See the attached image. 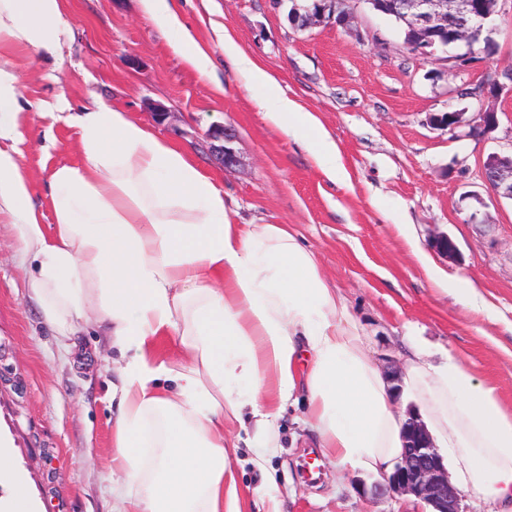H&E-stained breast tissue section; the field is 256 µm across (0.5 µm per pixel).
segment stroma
I'll return each instance as SVG.
<instances>
[{
  "label": "stroma",
  "instance_id": "obj_1",
  "mask_svg": "<svg viewBox=\"0 0 512 512\" xmlns=\"http://www.w3.org/2000/svg\"><path fill=\"white\" fill-rule=\"evenodd\" d=\"M66 3L73 38L63 62L21 65L31 105L21 149L42 223L53 221L54 168L82 158L75 128L40 106L62 91L75 106L101 99L187 151L223 187L233 217L291 226L362 329L377 368L401 363L408 336L426 352L460 356L512 408V201L481 178L490 153L512 150V0H500L488 25L491 52L457 46L471 55L461 69L441 54H412L367 0H349L351 30L326 21L298 29L288 0H185L184 17L216 63L209 76L172 51L140 0ZM216 21L223 36L212 29ZM222 37L318 119L346 181L328 180L309 147L264 119L257 101L267 88L225 62ZM480 84L501 91L490 101L472 96ZM490 102L499 123L482 133L479 114ZM154 104L173 112V122L159 123ZM438 112L462 113L464 127L451 134L429 124ZM216 125L234 128L239 166L214 163L208 131ZM479 202L489 223H468ZM437 232L455 241L459 258L434 250ZM417 246L459 287L478 288L488 311L455 303L429 278ZM34 270L17 225L0 224V436L39 512H120L109 467L118 353L92 319L70 339L57 336L28 288ZM276 433V449L256 447L248 434L231 455L240 512H267L273 502L280 512H408V497L378 494L371 476L321 457L303 405L284 408Z\"/></svg>",
  "mask_w": 512,
  "mask_h": 512
}]
</instances>
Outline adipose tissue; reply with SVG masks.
Wrapping results in <instances>:
<instances>
[{
    "instance_id": "ef3b65f1",
    "label": "adipose tissue",
    "mask_w": 512,
    "mask_h": 512,
    "mask_svg": "<svg viewBox=\"0 0 512 512\" xmlns=\"http://www.w3.org/2000/svg\"><path fill=\"white\" fill-rule=\"evenodd\" d=\"M144 14L199 73L214 66L179 0ZM73 36L65 0H0V218L19 225L45 322L73 335L87 311L122 361L113 473L124 512H222L231 476L226 423H253L274 447L288 401H304L323 456L383 477L399 460L404 413L313 253L285 224L231 217L224 191L183 150L128 112L94 101L71 118L83 157L51 175L54 221L40 223L19 148L27 108L20 61L60 58ZM298 135L329 179L343 176L315 116L279 94L265 114ZM179 331L181 364L154 352ZM453 486L512 512V409L452 354L403 367Z\"/></svg>"
}]
</instances>
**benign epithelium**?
<instances>
[{
    "label": "benign epithelium",
    "mask_w": 512,
    "mask_h": 512,
    "mask_svg": "<svg viewBox=\"0 0 512 512\" xmlns=\"http://www.w3.org/2000/svg\"><path fill=\"white\" fill-rule=\"evenodd\" d=\"M289 15L297 28L305 30L314 23L333 17L337 24L349 28L351 14L342 8L346 0H292ZM381 13L389 12L402 22L409 35L406 46L423 59L461 43L471 45L484 31L485 21L498 13L499 0H367ZM430 124L453 132L463 123V113H435ZM218 142L214 151L223 166L239 163L231 147L234 133L217 127L210 133ZM482 179L499 198L512 200V153H492L483 162ZM434 249L447 258L459 255L454 240L444 232L432 237ZM404 448L383 490L392 495L414 496L431 507V512H462V492L448 480V467L420 416L407 410L403 427Z\"/></svg>",
    "instance_id": "obj_1"
}]
</instances>
